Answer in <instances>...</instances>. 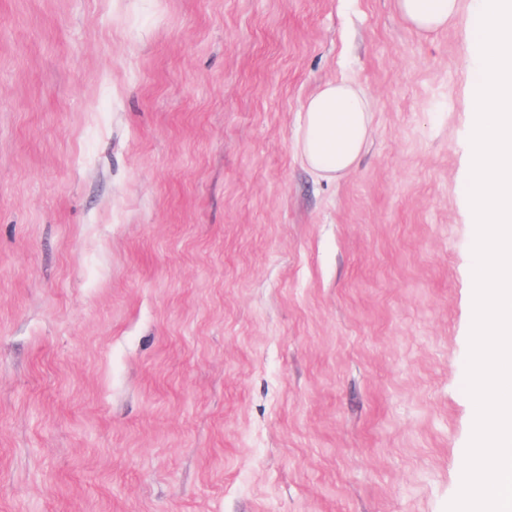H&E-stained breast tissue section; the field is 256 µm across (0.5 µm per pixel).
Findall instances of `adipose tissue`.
Returning <instances> with one entry per match:
<instances>
[{
  "mask_svg": "<svg viewBox=\"0 0 512 512\" xmlns=\"http://www.w3.org/2000/svg\"><path fill=\"white\" fill-rule=\"evenodd\" d=\"M404 23L427 37L460 16V0H394ZM368 101L355 85L325 83L302 107L296 148L302 160L320 178L333 181L358 165L371 133Z\"/></svg>",
  "mask_w": 512,
  "mask_h": 512,
  "instance_id": "adipose-tissue-1",
  "label": "adipose tissue"
}]
</instances>
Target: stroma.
Returning a JSON list of instances; mask_svg holds the SVG:
<instances>
[{
	"label": "stroma",
	"instance_id": "obj_1",
	"mask_svg": "<svg viewBox=\"0 0 512 512\" xmlns=\"http://www.w3.org/2000/svg\"><path fill=\"white\" fill-rule=\"evenodd\" d=\"M393 0H0V512H445L472 51ZM358 167L295 148L322 84ZM296 148L320 178L333 181L358 165L371 133L368 101L355 85L325 83L302 107Z\"/></svg>",
	"mask_w": 512,
	"mask_h": 512
}]
</instances>
